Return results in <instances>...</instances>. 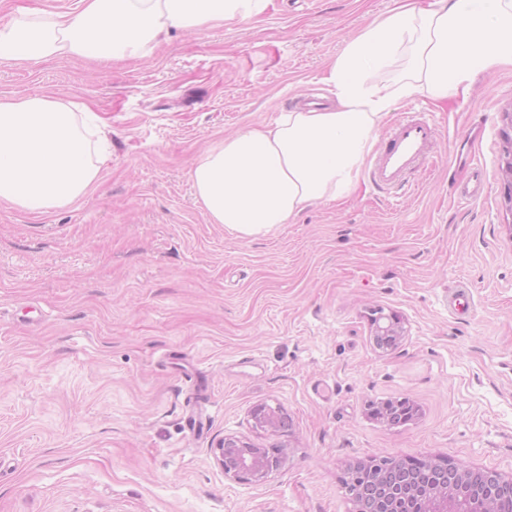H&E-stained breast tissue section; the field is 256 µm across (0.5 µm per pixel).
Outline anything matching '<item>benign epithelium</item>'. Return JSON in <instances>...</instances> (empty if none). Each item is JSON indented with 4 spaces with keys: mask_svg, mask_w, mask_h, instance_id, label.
Listing matches in <instances>:
<instances>
[{
    "mask_svg": "<svg viewBox=\"0 0 512 512\" xmlns=\"http://www.w3.org/2000/svg\"><path fill=\"white\" fill-rule=\"evenodd\" d=\"M374 324L378 335L391 339L387 348H394L400 338L398 317L389 316L385 326L379 325L377 319ZM280 411V407L266 403L254 406L250 410L252 427L272 431L280 428ZM396 413L404 418L414 415V410L401 401L393 409L384 405L374 411L379 418L388 421ZM214 457L224 475L238 482L260 481L283 463L279 450L260 448L238 437L220 439L214 448ZM370 468L372 487L365 496L353 488L358 467L347 471L346 485L353 496L354 512H499L500 488L512 487V477L486 470L484 480L479 482L470 478L469 469L445 468L438 482L424 484L412 472L394 478L385 472L373 471V464Z\"/></svg>",
    "mask_w": 512,
    "mask_h": 512,
    "instance_id": "benign-epithelium-1",
    "label": "benign epithelium"
}]
</instances>
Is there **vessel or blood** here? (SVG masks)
I'll return each mask as SVG.
<instances>
[{"instance_id": "obj_1", "label": "vessel or blood", "mask_w": 512, "mask_h": 512, "mask_svg": "<svg viewBox=\"0 0 512 512\" xmlns=\"http://www.w3.org/2000/svg\"><path fill=\"white\" fill-rule=\"evenodd\" d=\"M436 123L429 116L399 120L385 144L371 157L366 175L381 190L403 188L431 152Z\"/></svg>"}]
</instances>
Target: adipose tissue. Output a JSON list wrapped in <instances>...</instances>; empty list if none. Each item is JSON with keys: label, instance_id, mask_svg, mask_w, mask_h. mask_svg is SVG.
Listing matches in <instances>:
<instances>
[{"label": "adipose tissue", "instance_id": "ef3b65f1", "mask_svg": "<svg viewBox=\"0 0 512 512\" xmlns=\"http://www.w3.org/2000/svg\"><path fill=\"white\" fill-rule=\"evenodd\" d=\"M267 0H80L73 14L36 10L0 24V62L150 56L176 28L199 33L262 13ZM405 58L393 81L378 74ZM512 64V0H402L376 18L332 64V106H303L272 125L224 137L191 179L212 223L237 238L267 235L309 206L337 202L356 185L384 119L400 99L435 101L480 74ZM98 116L77 100L35 92L0 99V202L42 214L88 196L111 142L86 131Z\"/></svg>", "mask_w": 512, "mask_h": 512}]
</instances>
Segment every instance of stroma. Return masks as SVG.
Masks as SVG:
<instances>
[{
    "instance_id": "obj_1",
    "label": "stroma",
    "mask_w": 512,
    "mask_h": 512,
    "mask_svg": "<svg viewBox=\"0 0 512 512\" xmlns=\"http://www.w3.org/2000/svg\"><path fill=\"white\" fill-rule=\"evenodd\" d=\"M396 0H269L147 58L0 63V97L90 103L112 130L92 195L42 215L0 202V512H353L372 459L512 475V68L440 103L432 158L392 195L359 179L274 234L210 223L190 172L275 122ZM483 193L459 195L472 167ZM468 286L473 308L449 296ZM401 340L374 344L373 317ZM408 399L409 421L370 407ZM280 406L286 430L254 429ZM226 436L284 451L224 475ZM281 408L279 406H271L266 403H261L254 406L250 410V418L252 426L257 430H276L282 428L280 425L279 413Z\"/></svg>"
}]
</instances>
